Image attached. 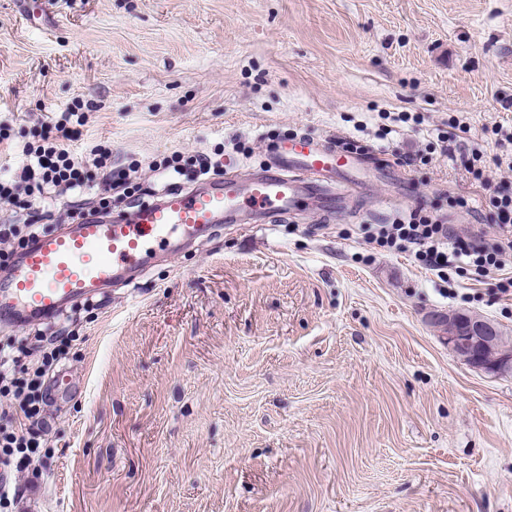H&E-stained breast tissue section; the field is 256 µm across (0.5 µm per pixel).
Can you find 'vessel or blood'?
I'll return each mask as SVG.
<instances>
[{
    "mask_svg": "<svg viewBox=\"0 0 512 512\" xmlns=\"http://www.w3.org/2000/svg\"><path fill=\"white\" fill-rule=\"evenodd\" d=\"M363 149L331 139L299 138L270 153L248 177L238 170L170 187L127 212H87L41 235L0 276V330L49 321L69 305L112 285H133L161 255L216 234L225 224H275L304 206L332 215L371 188ZM81 385L59 375L52 400L73 399Z\"/></svg>",
    "mask_w": 512,
    "mask_h": 512,
    "instance_id": "vessel-or-blood-1",
    "label": "vessel or blood"
}]
</instances>
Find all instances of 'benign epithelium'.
I'll list each match as a JSON object with an SVG mask.
<instances>
[{
  "label": "benign epithelium",
  "mask_w": 512,
  "mask_h": 512,
  "mask_svg": "<svg viewBox=\"0 0 512 512\" xmlns=\"http://www.w3.org/2000/svg\"><path fill=\"white\" fill-rule=\"evenodd\" d=\"M433 320L447 322L443 340L450 350L475 369L489 374L512 369V359L503 355L507 339L491 322L465 312H458L448 320L435 314Z\"/></svg>",
  "instance_id": "7a95c632"
}]
</instances>
